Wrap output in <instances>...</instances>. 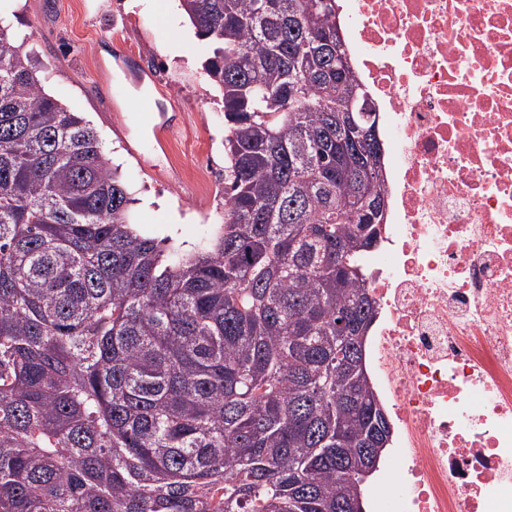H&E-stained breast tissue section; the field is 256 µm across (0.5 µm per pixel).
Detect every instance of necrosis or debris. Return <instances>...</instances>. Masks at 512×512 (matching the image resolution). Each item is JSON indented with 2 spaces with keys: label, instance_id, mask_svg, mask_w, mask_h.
Masks as SVG:
<instances>
[{
  "label": "necrosis or debris",
  "instance_id": "4bbe7bcc",
  "mask_svg": "<svg viewBox=\"0 0 512 512\" xmlns=\"http://www.w3.org/2000/svg\"><path fill=\"white\" fill-rule=\"evenodd\" d=\"M387 142L372 512H512V0H344Z\"/></svg>",
  "mask_w": 512,
  "mask_h": 512
}]
</instances>
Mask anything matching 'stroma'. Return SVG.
<instances>
[{
    "label": "stroma",
    "instance_id": "obj_1",
    "mask_svg": "<svg viewBox=\"0 0 512 512\" xmlns=\"http://www.w3.org/2000/svg\"><path fill=\"white\" fill-rule=\"evenodd\" d=\"M168 3L171 25L165 29L153 0H13L12 28L24 32L39 60L46 93L99 132L128 188L130 214L141 233L189 250L224 221L223 187H202L193 175L198 167L216 175L224 170V108L203 69L210 53L206 41L179 0ZM120 53L131 54L151 80L131 85L115 63ZM147 97L188 115L186 129L162 149L145 123ZM117 116L141 140L142 158L132 156L114 130Z\"/></svg>",
    "mask_w": 512,
    "mask_h": 512
}]
</instances>
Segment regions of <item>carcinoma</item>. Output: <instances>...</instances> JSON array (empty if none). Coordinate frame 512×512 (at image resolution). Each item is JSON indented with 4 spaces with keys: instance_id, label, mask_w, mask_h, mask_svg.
Returning a JSON list of instances; mask_svg holds the SVG:
<instances>
[{
    "instance_id": "cac0c4a2",
    "label": "carcinoma",
    "mask_w": 512,
    "mask_h": 512,
    "mask_svg": "<svg viewBox=\"0 0 512 512\" xmlns=\"http://www.w3.org/2000/svg\"><path fill=\"white\" fill-rule=\"evenodd\" d=\"M180 2L226 125L224 224L184 253L128 222L97 131L0 25V512H341L388 422L341 367L387 190L336 0ZM370 110L367 100H352L349 104L348 115L349 123L358 133L356 139L358 150L371 160L376 152L377 144L374 137V126L371 124L372 115L369 113ZM358 121H365V124L360 125Z\"/></svg>"
}]
</instances>
